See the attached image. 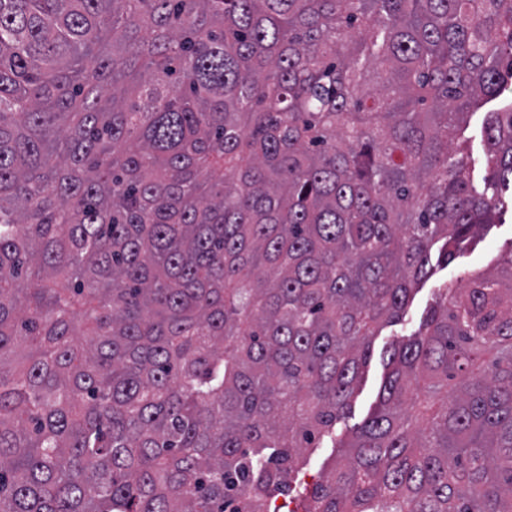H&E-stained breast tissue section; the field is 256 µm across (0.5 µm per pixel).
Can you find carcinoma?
<instances>
[{
  "mask_svg": "<svg viewBox=\"0 0 512 512\" xmlns=\"http://www.w3.org/2000/svg\"><path fill=\"white\" fill-rule=\"evenodd\" d=\"M509 76L512 0H0V512H270L507 206ZM436 297L296 512H512V252ZM495 108L494 102L487 104L481 109L470 110L465 122L461 125V138L466 140L470 155L472 156V176L474 182H481L487 175L483 127L486 120L487 110ZM511 244L512 210L509 206L496 216L489 228L456 254L454 259L448 260V265L439 253L441 243L433 248L431 276L416 286L402 318L385 324L377 336L372 338V357L362 369L361 378L350 401L349 412L336 424V448H332L334 444L329 439L323 440L320 448H309L304 454L298 477L301 483L312 485L326 475L335 455L336 463L340 460L342 448H338L339 443L353 436L378 402L379 392L388 372V355L384 353L386 348L401 343L419 329L435 304L437 288L443 285L453 288L464 286L468 273H483L492 269L500 256L510 249Z\"/></svg>",
  "mask_w": 512,
  "mask_h": 512,
  "instance_id": "1",
  "label": "carcinoma"
}]
</instances>
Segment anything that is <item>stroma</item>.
Segmentation results:
<instances>
[{
    "label": "stroma",
    "instance_id": "35a3bbf8",
    "mask_svg": "<svg viewBox=\"0 0 512 512\" xmlns=\"http://www.w3.org/2000/svg\"><path fill=\"white\" fill-rule=\"evenodd\" d=\"M486 113L481 109L471 110L460 128L472 156L474 181H482L488 172L486 163L483 127ZM512 249V210L504 209L491 226L482 231L468 246L452 260H444L439 251H432L430 277L414 290L412 298L402 316L394 323L382 326L372 339L373 353L363 368L350 409L345 418L336 425L335 441H322L319 447L308 449L299 473L301 483H314L322 479L336 454L335 442L347 441L374 410L388 369L386 349L401 343L416 332L428 316L436 300V292L442 286L459 288L464 286L468 273L486 272L492 269L500 256Z\"/></svg>",
    "mask_w": 512,
    "mask_h": 512
}]
</instances>
